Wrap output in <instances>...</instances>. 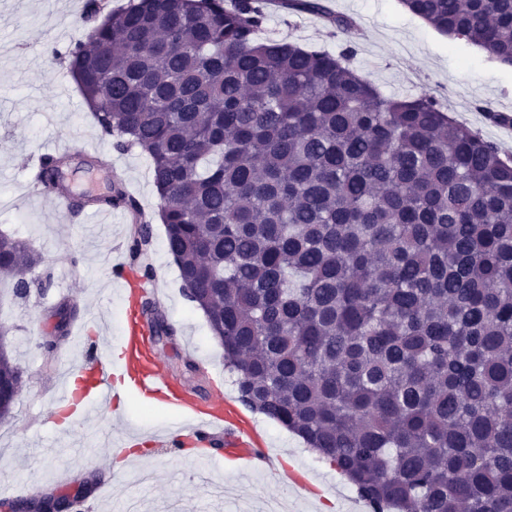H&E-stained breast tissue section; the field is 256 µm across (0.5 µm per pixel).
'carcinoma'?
<instances>
[{
    "mask_svg": "<svg viewBox=\"0 0 512 512\" xmlns=\"http://www.w3.org/2000/svg\"><path fill=\"white\" fill-rule=\"evenodd\" d=\"M266 0H87L67 72L118 152L148 157L185 297L239 401L298 435L369 512H512V160L427 93L258 33ZM512 65V0H401ZM353 38L322 0H286ZM67 155L35 176L67 191ZM91 204L136 216L121 185ZM133 225L140 262L152 242ZM29 246L0 232L23 298ZM67 303L42 346L68 335ZM22 385L0 341V420Z\"/></svg>",
    "mask_w": 512,
    "mask_h": 512,
    "instance_id": "1",
    "label": "carcinoma"
}]
</instances>
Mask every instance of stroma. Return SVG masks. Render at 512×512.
<instances>
[{
	"instance_id": "obj_1",
	"label": "stroma",
	"mask_w": 512,
	"mask_h": 512,
	"mask_svg": "<svg viewBox=\"0 0 512 512\" xmlns=\"http://www.w3.org/2000/svg\"><path fill=\"white\" fill-rule=\"evenodd\" d=\"M86 0H0V230L25 241L38 256L29 276L48 281L13 298L9 282L0 283V321L9 325L10 350L24 384L11 418L0 421V498L22 493L26 482L37 491L74 493L80 480L108 479L110 490L95 489L98 512H265L271 498L287 496L293 512H367L354 487L328 461L306 448L300 438L265 415L254 412L268 448L278 456L277 472L237 473L232 461L202 465L181 450L160 446L157 437L175 421L173 414L125 398V411L92 406L95 424L73 422L60 433L52 421L61 403L60 379L79 364L85 350L118 336L121 307L110 281L114 257L126 254L131 226L122 211L111 222L58 216L33 191L27 164L38 153L71 144L95 147L97 165L85 155L71 163L75 192L104 193L122 184L146 212L156 211L159 196L150 163L139 150L119 152L103 140L77 85L56 54L84 35ZM335 13L352 17L363 34L351 60L357 73L388 96L427 92L449 115L494 142L512 159V125L486 121L478 107L491 103L512 113V66L491 59L480 47L449 40L404 9L399 0H327ZM261 37L321 48L339 54L345 35L308 12L291 13L271 0ZM165 303L159 313L177 334L159 357L171 377L208 401L214 390L237 402L235 376L224 366L203 314L182 294L178 270L169 255L162 224L153 226L149 253ZM79 306L69 334L54 353L40 346L57 320L60 302ZM195 371H187V364ZM113 438L131 432L150 434L148 467L152 479L140 483L138 466L113 467L110 449L101 447L100 430Z\"/></svg>"
}]
</instances>
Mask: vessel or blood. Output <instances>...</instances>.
Segmentation results:
<instances>
[{
    "label": "vessel or blood",
    "mask_w": 512,
    "mask_h": 512,
    "mask_svg": "<svg viewBox=\"0 0 512 512\" xmlns=\"http://www.w3.org/2000/svg\"><path fill=\"white\" fill-rule=\"evenodd\" d=\"M111 273L120 285V299L127 302L128 319L116 345H104L100 354L82 370L87 378L79 393L107 404L113 392L124 387L139 396L178 407L185 412L179 427L166 431L171 446L209 448L223 441L226 458L236 460L240 469L256 463L270 464L266 448L257 441L252 427L239 419L235 407L215 397L208 405H200L194 393L176 388L156 358H143L139 351L147 331L139 313L140 303L153 293V280L130 272L128 262H113Z\"/></svg>",
    "instance_id": "obj_1"
}]
</instances>
